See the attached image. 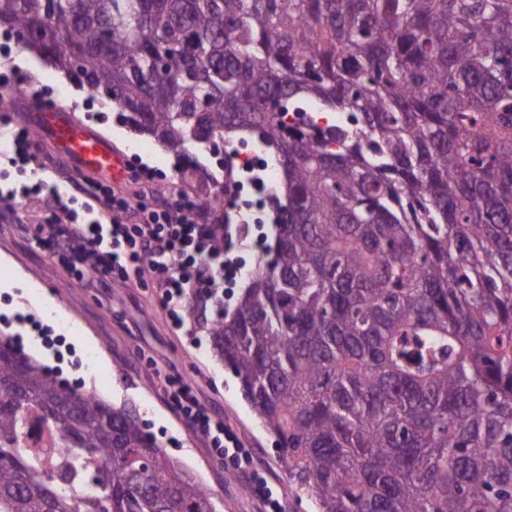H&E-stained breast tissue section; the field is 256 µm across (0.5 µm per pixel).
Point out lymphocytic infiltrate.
<instances>
[{"label":"lymphocytic infiltrate","mask_w":512,"mask_h":512,"mask_svg":"<svg viewBox=\"0 0 512 512\" xmlns=\"http://www.w3.org/2000/svg\"><path fill=\"white\" fill-rule=\"evenodd\" d=\"M156 178L155 171L140 169L134 205L121 190L92 178L66 193L36 181L34 190L45 191L48 203L33 238L61 252L78 277L93 276L126 288L151 282L159 290L160 307L180 327L190 304L207 303L223 286L232 270L226 255L236 241L226 225L207 223L191 198L158 199ZM96 209L112 211V222L85 223L84 213ZM62 212L68 223H60ZM162 382L170 406L208 440L216 458L249 472L251 460L240 439L201 403L197 385L179 374L164 375Z\"/></svg>","instance_id":"1"}]
</instances>
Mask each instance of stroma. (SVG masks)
Segmentation results:
<instances>
[{
    "mask_svg": "<svg viewBox=\"0 0 512 512\" xmlns=\"http://www.w3.org/2000/svg\"><path fill=\"white\" fill-rule=\"evenodd\" d=\"M16 74L29 96L68 106L83 122L131 156L121 180L136 188L138 168L162 172L166 194L179 193L177 160L147 135L134 132L117 108L99 109L86 90L48 61L23 49L0 58V75ZM9 154L0 151V336H11L33 359L73 385L92 387L108 402L136 410L144 431L199 481L208 485L217 512H263L246 476L221 465L207 441L167 405L161 375L196 382L202 403L223 416L253 456V467L274 482L283 512H315L296 498L280 460L276 437L262 425L232 370L216 356L195 316L173 325L151 287L122 288L75 278L60 255L37 245L33 229L46 210L42 194H19L26 183Z\"/></svg>",
    "mask_w": 512,
    "mask_h": 512,
    "instance_id": "obj_1",
    "label": "stroma"
}]
</instances>
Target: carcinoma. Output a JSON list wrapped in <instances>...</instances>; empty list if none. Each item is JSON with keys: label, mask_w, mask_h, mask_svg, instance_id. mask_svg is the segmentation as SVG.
Listing matches in <instances>:
<instances>
[{"label": "carcinoma", "mask_w": 512, "mask_h": 512, "mask_svg": "<svg viewBox=\"0 0 512 512\" xmlns=\"http://www.w3.org/2000/svg\"><path fill=\"white\" fill-rule=\"evenodd\" d=\"M178 159L273 150L271 259L207 325L318 512H512V0H0ZM300 117L287 121V114ZM35 410L58 479L23 452ZM100 468L99 491L81 483ZM129 411L0 336V512H211Z\"/></svg>", "instance_id": "carcinoma-1"}]
</instances>
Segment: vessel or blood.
Instances as JSON below:
<instances>
[{
    "label": "vessel or blood",
    "instance_id": "obj_1",
    "mask_svg": "<svg viewBox=\"0 0 512 512\" xmlns=\"http://www.w3.org/2000/svg\"><path fill=\"white\" fill-rule=\"evenodd\" d=\"M29 107V126L53 141L56 156L70 163L76 174L109 173L116 179L124 175L128 155L93 127L60 106L46 108L33 99Z\"/></svg>",
    "mask_w": 512,
    "mask_h": 512
}]
</instances>
